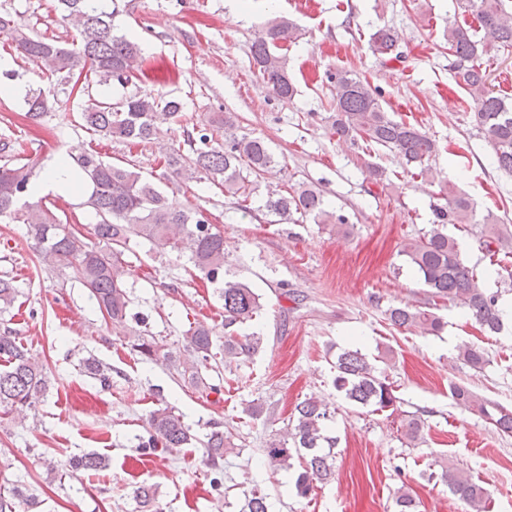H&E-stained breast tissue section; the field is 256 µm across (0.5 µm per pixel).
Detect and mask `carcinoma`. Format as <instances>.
I'll return each instance as SVG.
<instances>
[{
	"label": "carcinoma",
	"instance_id": "obj_1",
	"mask_svg": "<svg viewBox=\"0 0 512 512\" xmlns=\"http://www.w3.org/2000/svg\"><path fill=\"white\" fill-rule=\"evenodd\" d=\"M478 24L471 30L451 24L443 34L454 60L452 78L473 99L474 122L490 146L497 166L512 173V97L493 93L487 87V73L482 58L493 50L512 49V0H464ZM55 10L76 26L77 37L64 43L54 36L38 33L15 22L10 15H0V35L8 48L36 65L39 79L48 84L32 86L25 95L27 118L40 121L54 107L82 101L83 127L106 140L150 144L164 120L182 121L184 103L173 96L151 94L126 96L116 102L92 94V87L106 88L116 81L126 84L142 74L143 49L140 42L115 32L114 20L123 12L122 0H56ZM299 37L297 26L285 18L267 22L261 35L251 45V58L266 91L279 99L294 95L286 63L276 54L279 43ZM373 54L388 62L400 59L397 34L385 25L369 37ZM336 90L331 128L339 139L356 143L362 139L395 153L407 167L431 174L429 160L438 151L436 140L421 127L396 120L380 102L379 89L347 69L330 76ZM236 116L232 112H215L208 126L187 133L193 144L192 157L185 162L173 154L162 158L177 181L206 179L217 189L238 200L244 210L257 188L259 178L279 165L278 157L261 137L236 134ZM84 179L87 192L82 206L91 208L97 217L94 240L67 227L39 199L32 200L34 167L27 163L0 165V221L25 224L36 242L38 258L50 269L68 268L95 298L104 319L117 327L127 321L131 303L126 287L128 262L125 252L133 238L158 243L184 257L205 278L218 285L224 301V362L254 355L263 337L240 330L259 316L263 305L258 295L242 281L224 278V232L210 222L204 210L188 208L135 167L114 165L91 151L74 159ZM445 203L433 205L434 226L418 239L408 240L402 253L417 277L430 288L433 300L452 302L464 309L486 333H500L504 328L499 307V293L484 287L485 275L468 265L458 243L448 235L447 226L481 222L487 228L484 249L490 255L512 253V232L500 227V219L488 214L476 220L470 200L448 189ZM263 207L277 224H301L312 219L315 224H331L341 231L346 217L327 209L323 193L313 185H303L281 193H268ZM389 325L397 329L418 328L424 334L437 335L444 327L441 317L430 309L407 304L386 310ZM217 341L213 328L197 323L186 331V351L194 356L188 367L190 378L201 393H221L201 373L208 367ZM133 350L145 359L163 352L154 336L138 334ZM165 353V352H163ZM7 365L0 368V408L12 411L32 408L40 403L47 387L46 372L30 349L16 341L12 331L0 333V357ZM165 356L172 357L167 352ZM458 358L471 369L480 371L488 363L478 347L466 345ZM336 390L353 406L383 410L396 406L397 396L386 378L378 375L360 349H344L336 358ZM452 396L470 405L507 434H512V409L498 402L480 399L467 387L456 385ZM296 421L283 433H276L264 452L274 466L293 468L299 460L302 471L295 487L306 495L313 482L329 479L334 472V449L339 439L328 424L332 415L328 404L307 398L294 409ZM204 441L203 463L215 467L224 459V451L235 448L231 433L218 422L208 421ZM140 438L138 448L149 453L156 448L173 452L197 440L181 416L164 406L154 410ZM74 470L96 471L102 458L95 453L75 456L69 461ZM440 480L450 492L470 508H485L483 486L454 468L442 470ZM134 497L148 512H161L156 505V489L142 484ZM25 492L16 487L7 496L0 495V512H18L28 504ZM398 512H415L416 499L406 486L396 492ZM240 512H269L267 494L254 489L245 496Z\"/></svg>",
	"mask_w": 512,
	"mask_h": 512
}]
</instances>
